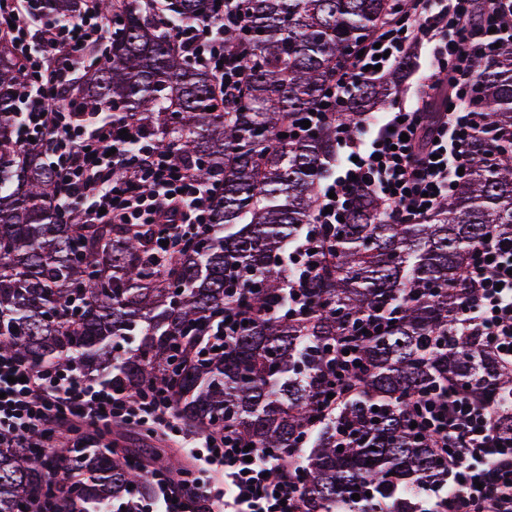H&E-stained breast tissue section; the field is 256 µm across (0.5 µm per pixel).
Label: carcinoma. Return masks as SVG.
<instances>
[{
	"mask_svg": "<svg viewBox=\"0 0 512 512\" xmlns=\"http://www.w3.org/2000/svg\"><path fill=\"white\" fill-rule=\"evenodd\" d=\"M45 2L63 15L84 5ZM212 4L170 0L168 11L202 19ZM407 6L238 0L244 26L224 32V44L242 54L244 85L221 108L214 77L178 51L154 9L98 0L116 22L107 62L81 76V111L144 123L158 148L201 162L203 177L224 178L210 233L178 242L162 270L143 228L61 223L41 151L16 140L24 80L14 52L0 46V353L34 369L98 366L133 392L168 387L183 421L231 428L300 466L290 475L304 481L303 512H336L338 504L347 512H379L383 504L413 512L405 496L443 475L426 427H412L419 392L463 394L491 407L496 438L511 444L512 367L457 322L460 302L474 295L464 256L488 235H512V37L476 69L490 121L468 149L467 179L419 223H393L357 195L346 222L320 234L329 262L302 288L311 314L266 311L287 287L288 246L310 223L325 162L339 153L330 129L299 140L282 133ZM396 80L353 84V108L336 121L355 124L385 105ZM228 304L248 324L214 336L213 320ZM367 324L374 330L364 335ZM120 338L132 345L117 358ZM346 350L362 364V381L328 409L324 396ZM73 434L74 447L58 462L39 433L19 448L0 447V512L55 501L64 512H106L115 502L134 512L157 457L134 469L128 458L139 449L106 454L93 447L98 433Z\"/></svg>",
	"mask_w": 512,
	"mask_h": 512,
	"instance_id": "obj_1",
	"label": "carcinoma"
}]
</instances>
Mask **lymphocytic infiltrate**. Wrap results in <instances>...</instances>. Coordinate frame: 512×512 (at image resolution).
<instances>
[{
    "label": "lymphocytic infiltrate",
    "mask_w": 512,
    "mask_h": 512,
    "mask_svg": "<svg viewBox=\"0 0 512 512\" xmlns=\"http://www.w3.org/2000/svg\"><path fill=\"white\" fill-rule=\"evenodd\" d=\"M473 20L475 0H410L399 19L383 26L354 57L345 77L335 82L314 114L299 113L289 136L335 125L342 155L334 178L320 184L315 211L296 249L308 262L294 267L288 285V311L303 314L297 279L317 272L326 255L313 251L317 229L346 217L356 192L384 206L397 223L421 220L422 206L447 197L465 164L471 139L488 124L487 109L473 105V76L494 46L512 35V0H484ZM234 5L205 19H177L176 46L196 66L213 72L218 98L236 95L243 73L224 33L241 27ZM112 32L93 5L74 16L46 14L43 0H0V41L15 48L25 70L20 101L21 142L51 145L59 188L58 213L67 224H144L151 230L152 253L169 258V242L200 234L214 221L224 197L220 177L200 178L195 166L173 152L158 150L145 126L114 120L88 121L72 97L74 66L91 45ZM424 50L428 65L417 81L411 105H395L374 119L352 126L336 124L355 81L393 70L413 49ZM385 57H377V50ZM442 91L439 104L429 93ZM310 128H303V120ZM122 178H115V171ZM465 272L476 299L461 303L460 324L483 336L488 348L512 365V237L475 246ZM418 405L432 432L434 449L447 474L427 492L444 512H512V446L499 445L487 413L466 400L419 396ZM111 430L113 425L147 428L171 439L192 460L184 488H176L167 467L151 475L150 512H302L299 484L288 479L280 459L246 449L234 432L186 434L168 389L137 397L123 387L103 384L66 370L31 369L0 354V442L16 444L42 433L57 447L68 424Z\"/></svg>",
    "instance_id": "f902f5d3"
}]
</instances>
